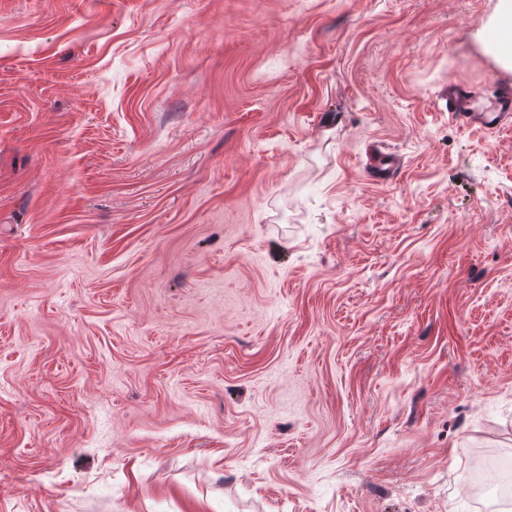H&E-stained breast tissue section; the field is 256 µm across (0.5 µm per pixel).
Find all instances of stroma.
I'll list each match as a JSON object with an SVG mask.
<instances>
[{"mask_svg": "<svg viewBox=\"0 0 512 512\" xmlns=\"http://www.w3.org/2000/svg\"><path fill=\"white\" fill-rule=\"evenodd\" d=\"M502 9L0 0V512H501ZM484 108L486 112H478ZM448 110L461 121L478 118L494 129L511 121L512 97L499 95L488 99L476 91L455 90L448 93Z\"/></svg>", "mask_w": 512, "mask_h": 512, "instance_id": "35a3bbf8", "label": "stroma"}]
</instances>
